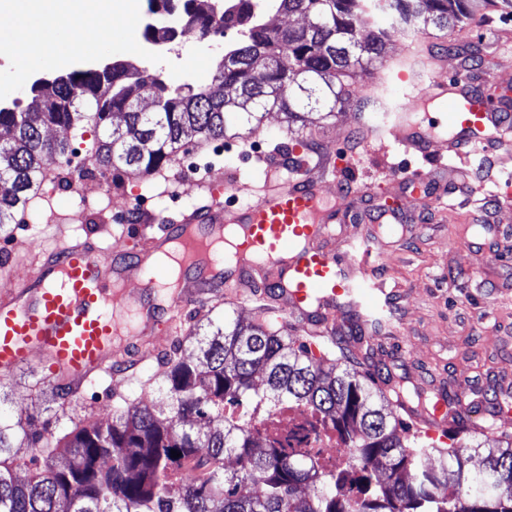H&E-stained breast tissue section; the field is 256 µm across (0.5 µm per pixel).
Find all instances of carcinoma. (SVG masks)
<instances>
[{"label": "carcinoma", "instance_id": "cac0c4a2", "mask_svg": "<svg viewBox=\"0 0 512 512\" xmlns=\"http://www.w3.org/2000/svg\"><path fill=\"white\" fill-rule=\"evenodd\" d=\"M179 2L187 29L210 25L197 0ZM488 6L512 16V0H271V9L311 24L270 29L248 16V38L216 64V91L174 89L119 60L107 72L53 77L47 96L33 83L26 108L0 107V229L67 159V142L44 137L49 126L85 122L99 132L97 167L149 175L187 144L241 135L273 109L290 125L314 112L333 116L345 101L344 79L364 74L385 51L382 14L406 33L446 32ZM210 313L186 337L198 353L185 358L176 348L153 375L170 399L164 418L123 399L106 425L76 424L60 439L0 414V512H512L511 440L494 448L412 440L386 412L372 374L337 369L350 360L344 350L317 357L286 325ZM284 408L336 432L346 454L323 472L315 458L284 447L275 428ZM15 448L29 452L23 481ZM226 457L235 467H224ZM184 466L198 477L178 485L174 474ZM350 480L363 494L354 504ZM305 485L313 495H301Z\"/></svg>", "mask_w": 512, "mask_h": 512}]
</instances>
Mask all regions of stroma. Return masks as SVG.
<instances>
[{"label": "stroma", "instance_id": "35a3bbf8", "mask_svg": "<svg viewBox=\"0 0 512 512\" xmlns=\"http://www.w3.org/2000/svg\"><path fill=\"white\" fill-rule=\"evenodd\" d=\"M447 41L452 53L437 55L429 71L408 83L392 67L423 40L390 29L371 77L352 81L349 99L336 116L290 128L282 114L272 111L257 130L188 147L147 179L133 172L103 173L90 165L92 126L48 128L47 137L69 144V160L60 165L59 177H48L15 222L0 231V289L29 277L33 258L21 255L18 246L48 244L57 230L50 214L69 217L68 231L98 233L107 227L113 239L121 240L137 227L133 213L176 219L190 213L204 200L200 180L257 186L263 184L268 164L289 178L298 175L301 165L312 166L328 156L335 168L321 184L325 199H332L337 182L345 178L379 186L373 198L348 197L342 232L327 247L343 255L356 247L366 250L362 284L384 290L386 300L375 312L384 324L358 336L347 329L349 311L336 310L340 341L350 355L365 352L362 365L376 372L377 387L396 383L415 399L431 396L439 387L466 390L472 409L449 425V439L497 446L502 437L512 436V426L487 429L484 413L512 405V152L493 146L471 158L465 175L437 174L435 183L445 191L442 205L415 211L405 225L370 220L373 211L393 210L400 203L402 191L389 180V170L419 162L403 143L378 141L370 131L390 124L420 84L432 76L444 80L462 72L491 106L512 104L511 16L489 12L487 19L470 21ZM376 81L387 94L378 112L370 109ZM73 169L84 174L76 191L67 178ZM184 338L178 332L163 339L154 356L134 370L114 367L111 378L88 385L64 413L55 400L37 398L36 388H48L49 382L40 362L32 361L0 377V413L21 418L26 428L50 429L60 436L76 423H101L116 393L167 412L169 400L161 386L144 391L135 380L151 377L175 344L191 355L193 347Z\"/></svg>", "mask_w": 512, "mask_h": 512}]
</instances>
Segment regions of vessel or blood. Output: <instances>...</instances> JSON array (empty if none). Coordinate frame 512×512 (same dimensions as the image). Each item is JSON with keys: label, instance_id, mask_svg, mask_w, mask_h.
<instances>
[{"label": "vessel or blood", "instance_id": "b4317fda", "mask_svg": "<svg viewBox=\"0 0 512 512\" xmlns=\"http://www.w3.org/2000/svg\"><path fill=\"white\" fill-rule=\"evenodd\" d=\"M449 107L453 135L449 150L460 161L495 139L512 121V111L489 108L462 75L429 81L413 106ZM391 135L418 152H426L430 128L396 117ZM407 187L402 205L415 207L417 191L434 179L423 166L393 170ZM321 177L282 178L270 171L255 188L254 202L225 205L223 183L202 184L206 201L181 219H147L136 251L104 248L89 235L60 237L41 248L32 275L0 292V374L5 375L39 358L49 368L52 384L80 388L92 376L109 372L113 360L137 357L142 338L159 323L181 322L188 302L206 297L237 300L242 292L260 287L279 290L277 302L301 328H325L336 302L349 294L356 273L354 262L325 248L336 235V207L321 194ZM178 243L185 261V278L162 309L146 305L126 287L130 274L154 277L160 246ZM124 342H117L119 333ZM412 424L435 438L469 408L462 395L440 389L432 406L402 402Z\"/></svg>", "mask_w": 512, "mask_h": 512}]
</instances>
